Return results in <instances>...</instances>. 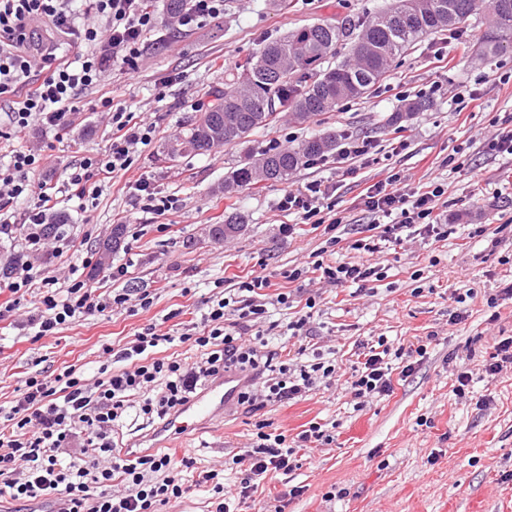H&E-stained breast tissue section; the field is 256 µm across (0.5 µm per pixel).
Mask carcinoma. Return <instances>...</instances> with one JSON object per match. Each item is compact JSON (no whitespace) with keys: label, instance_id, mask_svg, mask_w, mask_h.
<instances>
[{"label":"carcinoma","instance_id":"cac0c4a2","mask_svg":"<svg viewBox=\"0 0 512 512\" xmlns=\"http://www.w3.org/2000/svg\"><path fill=\"white\" fill-rule=\"evenodd\" d=\"M479 0H424L419 18H402L397 4L372 17L347 18L296 29L266 43L236 67L224 80V91L199 116L183 127L173 140L180 152L163 147L172 161L185 154H203L219 146L246 145L243 159L224 177L227 194L259 182L287 181L313 160L336 152L344 133L326 131L295 147L257 150L247 146L249 137L286 112L302 124L331 112L346 99L361 98L386 75L390 63L421 37L448 30L464 32L476 13ZM351 41L353 57L336 64L327 58L336 46ZM512 42V0H490L487 27L480 42L482 55H495ZM246 218L236 214L215 224L212 237L225 240L245 230ZM125 235L122 224L112 226L99 246L96 273L106 269Z\"/></svg>","mask_w":512,"mask_h":512}]
</instances>
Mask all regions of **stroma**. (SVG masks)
Masks as SVG:
<instances>
[{"mask_svg": "<svg viewBox=\"0 0 512 512\" xmlns=\"http://www.w3.org/2000/svg\"><path fill=\"white\" fill-rule=\"evenodd\" d=\"M388 2L224 0L223 19L184 32L166 22L165 0H149L158 28L138 71L114 72L81 98L94 104L111 98L155 124L156 136L136 156L131 173L150 176L161 195L177 198L178 207L146 213L114 186L84 209L62 201L73 247L57 264H80L96 253L113 225H125L124 243L112 262L126 265L127 275L115 282L104 272L88 276L87 283L124 290L134 300L146 293L152 304L132 316L81 320L35 340L23 328L35 304L24 298L18 310L0 318V407L11 406L32 374L49 376L73 365L94 376L106 361L104 346L122 347L173 310L179 322L199 319L211 296L263 276L294 300L292 307L273 310L279 324L301 317L303 300L317 295L310 325L321 352L336 361V385L257 410L234 407L200 422L181 442L167 443L152 424L127 430L124 447H153L173 461L189 456L199 468L217 469L248 446L258 424L293 439L311 422L330 423L333 442L298 451L288 474L265 481L250 512H268L282 496L288 512H512V367L493 377L483 371L495 344L512 336V299L494 311L486 305L489 296L512 284V156L485 149L486 139L512 130V48L478 55L484 14L472 18L461 40L444 32L423 37L395 60L369 96L304 124L280 115L253 135L255 144L288 147L342 131L373 140L374 160L334 154L286 182L226 194L221 185L243 147H220L175 162L162 154L165 142L195 118L196 102L223 89L226 73L262 44L301 26L364 16ZM414 101L424 107L413 120L399 130L386 125L391 113ZM71 127L61 142L39 128L10 136L0 142V160L9 150L41 143L50 151L36 179H64L70 167L109 146L105 113L73 114ZM393 174L412 189L441 186L434 213L447 225V236L412 233L374 254L352 250L354 240L368 236L372 227L364 190ZM312 181L328 187L330 205L345 219L335 234L277 207L285 191ZM236 213L246 217V230L212 241L210 227ZM284 224L295 225V234H282ZM318 253L331 262L383 269L385 276L362 287L305 276L286 279L288 270L308 265ZM469 289L475 296L463 306L466 317L454 321L461 307L454 296ZM380 336L406 348L426 345L427 352L408 376L402 362L393 361L392 392L358 410L344 383L361 343ZM463 366L472 371L473 382L460 398L453 384ZM295 487L300 495H292Z\"/></svg>", "mask_w": 512, "mask_h": 512, "instance_id": "obj_1", "label": "stroma"}]
</instances>
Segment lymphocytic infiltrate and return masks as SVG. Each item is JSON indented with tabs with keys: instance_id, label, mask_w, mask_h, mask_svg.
<instances>
[{
	"instance_id": "obj_1",
	"label": "lymphocytic infiltrate",
	"mask_w": 512,
	"mask_h": 512,
	"mask_svg": "<svg viewBox=\"0 0 512 512\" xmlns=\"http://www.w3.org/2000/svg\"><path fill=\"white\" fill-rule=\"evenodd\" d=\"M156 25L146 0H0V99L11 104L8 121L13 133L37 126L61 131L66 115L79 112L84 90L100 85L113 69L135 72ZM73 42L86 46L85 53L74 59L65 52ZM101 106L112 131L105 154L83 158L58 185L30 178L47 163L42 151H13L9 165L0 167V210L12 200H30L28 219L36 227L55 207L59 194L82 202L94 199L105 180L121 175L125 189L144 209L175 208V200L159 196L149 177H127L135 155L155 138V124L113 107L110 99H102ZM441 194L437 186L410 193L382 182L370 186L365 206L381 221L382 230L355 240L354 249L378 252L400 242L403 232L418 224L427 233L443 236L441 225L432 218ZM327 197V188L312 182L285 192L277 206L308 221L320 215ZM69 246L65 230L49 251L35 229L24 237L30 258L15 266L7 285L10 297L0 302V315L15 310L22 296L34 297L37 312L27 323L35 338L76 320L128 309L127 294L89 287L80 279L78 266H71L67 278L55 275L51 261ZM312 270L320 280L336 285L381 278L378 269L362 263L318 259ZM269 286L262 276L241 281L236 295L211 300L195 332L174 334L151 326L122 348H106L114 368L95 381L72 366L49 379H26L13 406L0 416V497L39 501L60 512H163L182 497L183 475L193 471L198 484L218 494L215 512H242L268 476L291 470L295 449L284 433L258 431L249 446L233 456L230 467L241 478L229 493L216 470H196L193 458L176 465L166 454L123 451L115 436L128 413L169 421L197 389L227 374L243 378L237 403L248 409L332 386V361L318 354L301 363L270 347L260 325L269 307L289 306L290 296L269 294ZM249 329L253 338L243 339V331ZM178 342L195 347L197 360L188 363L171 355ZM403 355V348H392L382 338L364 343L363 359L348 383L353 398L364 403L388 394L390 361Z\"/></svg>"
}]
</instances>
